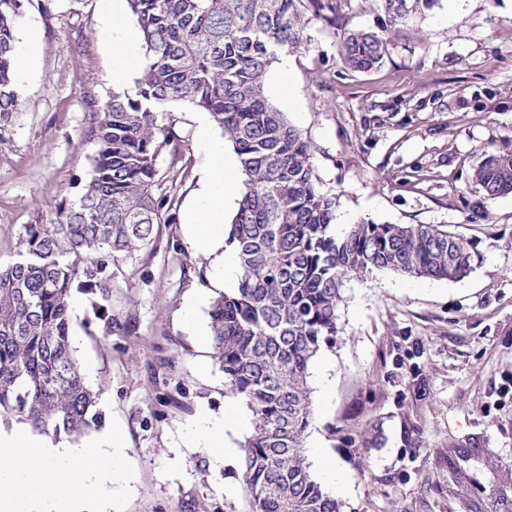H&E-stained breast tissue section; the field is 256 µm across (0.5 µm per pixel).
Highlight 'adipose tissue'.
<instances>
[{
	"label": "adipose tissue",
	"instance_id": "1",
	"mask_svg": "<svg viewBox=\"0 0 512 512\" xmlns=\"http://www.w3.org/2000/svg\"><path fill=\"white\" fill-rule=\"evenodd\" d=\"M106 2L102 35L112 52V78L121 82L140 64L136 46L142 35L127 23L124 0ZM199 141L204 176L184 222L190 247L211 256L214 282L221 287L237 277L224 250V207L237 198L239 177L207 125L199 127ZM240 420L236 413L198 414L193 439L213 469L237 456V449L225 447L224 432ZM127 457L123 436L113 428L78 442L33 431L24 423L0 428V512H113L134 479Z\"/></svg>",
	"mask_w": 512,
	"mask_h": 512
}]
</instances>
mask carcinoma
<instances>
[{"label":"carcinoma","mask_w":512,"mask_h":512,"mask_svg":"<svg viewBox=\"0 0 512 512\" xmlns=\"http://www.w3.org/2000/svg\"><path fill=\"white\" fill-rule=\"evenodd\" d=\"M410 0H384L393 20ZM303 0H128L148 62L132 84L86 99V138L96 146L77 197L53 224H27L15 260L0 266V420L43 433L99 428L97 395L73 356L70 298L92 296L112 334V263L148 247L176 221L182 166L160 177L157 159L182 154L163 122L190 103L209 113L243 175L227 228L238 285L209 311L216 356L231 391L254 417L240 444V482L251 512H341L306 463L312 418L308 370L336 335L348 277L391 271L454 280L471 269L468 244L436 224L361 222L338 234L336 199L315 183L312 147L264 93L281 51L303 44ZM21 0H0V124L19 105L15 22ZM383 42L348 35L342 57L357 70L381 61ZM487 200L512 192V154L474 172Z\"/></svg>","instance_id":"obj_1"}]
</instances>
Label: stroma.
Listing matches in <instances>:
<instances>
[{
  "label": "stroma",
  "mask_w": 512,
  "mask_h": 512,
  "mask_svg": "<svg viewBox=\"0 0 512 512\" xmlns=\"http://www.w3.org/2000/svg\"><path fill=\"white\" fill-rule=\"evenodd\" d=\"M103 0H58L18 20L40 44L19 107L0 127V264L27 224H50L91 169L87 94L116 83L103 41ZM304 47L272 64L265 94L313 150L318 189L355 224H438L473 255L458 280L383 271L347 282L335 336L313 359L306 450L325 444L349 484L343 512H512V194L485 198L475 167L512 152V0H420L392 21L381 0L304 4ZM385 41L381 63L341 62L348 33ZM290 101H283L282 83ZM199 109L165 115L186 143L187 205L204 155ZM111 335L87 295L73 312L74 357L119 426L136 468L123 512H250L239 461L213 470L184 435L197 412L250 410L201 339L220 294L210 261L182 222L113 265ZM330 363L332 386L316 374Z\"/></svg>",
  "instance_id": "obj_1"
}]
</instances>
